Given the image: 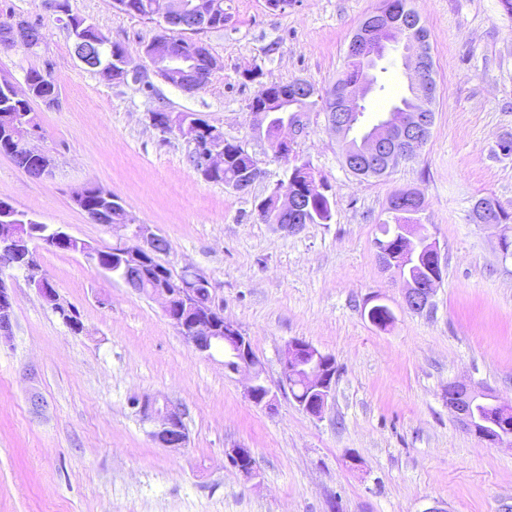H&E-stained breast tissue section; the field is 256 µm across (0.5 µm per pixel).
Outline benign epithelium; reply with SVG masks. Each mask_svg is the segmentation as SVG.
<instances>
[{
    "label": "benign epithelium",
    "mask_w": 512,
    "mask_h": 512,
    "mask_svg": "<svg viewBox=\"0 0 512 512\" xmlns=\"http://www.w3.org/2000/svg\"><path fill=\"white\" fill-rule=\"evenodd\" d=\"M154 15L161 18L166 27H177L189 31H201L211 24L210 15L195 10L190 0H160L154 5ZM75 55L81 65L116 82L127 80L129 69L128 55L116 61L111 69L102 62L101 51L108 40L97 36L93 52H87V39L81 31H73ZM29 47L40 44L42 36L39 28L20 19L12 24L0 26V38ZM391 51L400 53L402 66L406 71L408 84L413 88L415 107L395 118L388 113L371 126H356V109L366 96L367 81L375 72L380 61ZM348 52L361 61L360 76L356 83L338 86L329 93L326 107L329 126L345 144L348 154L344 160L353 171L362 174L372 169L387 172L401 162L417 156L427 143L434 117L432 115L431 81L432 57L429 38L410 39V28L395 15L390 8L377 12L363 22L349 42ZM143 54L154 71L165 76V81L181 90L194 93L205 87L217 63L209 57L187 53L181 47L165 39H155L143 48ZM260 93L251 105V116L255 127L261 128L267 122L263 99ZM304 115L284 124L276 140L272 155L293 167L297 164V139L305 133ZM37 127L30 126L20 142L5 152L9 156L21 151L29 161L35 163L41 176L51 173V160L45 153L32 145ZM203 136L193 134V143L199 172L214 170L224 165V146L227 144L224 131L208 125L202 129ZM241 179L228 186L236 193H245L262 177L258 162L240 173ZM100 203L97 210L89 215L95 224L112 228L120 244L113 251L112 266L100 264L99 249L69 234L61 225L33 224L28 212L11 205L8 223L0 224V272L18 271L26 279L27 285L56 314L67 318L68 328L79 334L84 326L78 311L48 285L50 279L37 260L40 245L35 233L46 234L45 240L58 246H65L82 254L97 268L122 280L132 290L147 294L162 304L163 311L176 327L185 342L199 355L210 357L217 349L224 352V368L232 373L244 372L249 375L247 388L249 400L256 406L271 409L276 395L266 383L263 367L258 360L251 338L241 328L224 319L218 307L198 309L195 292L182 282L186 275L194 277L197 284L212 288L210 281L199 272L184 268L172 273L163 285L148 290L142 282L150 278L146 269L151 260L165 254L160 246V237L152 233L146 224H138L131 216H126L120 224L112 223V215L122 208L119 197L103 190L99 192ZM305 199L289 186L281 183L270 189L256 205L260 220L270 219L278 228L288 234H295L308 223L305 215ZM393 203L398 206L416 205L422 209L421 194L412 188L397 193ZM384 267L404 283L403 299L409 310L421 312L431 307L438 280L436 278L417 280L407 270L387 262L388 252L380 251ZM15 320L14 297L5 279H0V340L13 334ZM282 387L289 389L300 384L307 392L305 401L299 407L308 415L322 417L331 404L335 385L336 361L303 339L288 342L283 358ZM448 410L457 423L468 433L497 446H512V405L503 403L489 387L464 381L448 383ZM130 405L144 423L153 425L149 432L151 439L165 448H184L188 442V432L184 424V412L164 396L134 397ZM486 406L498 412L497 422L485 423L476 415L477 406ZM228 460L247 459L238 471L245 477L256 475V462L249 448H228Z\"/></svg>",
    "instance_id": "obj_1"
}]
</instances>
